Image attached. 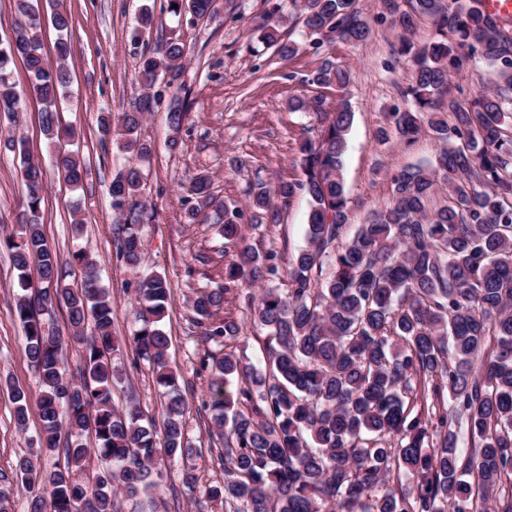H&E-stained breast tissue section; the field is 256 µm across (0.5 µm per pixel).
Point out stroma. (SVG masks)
<instances>
[{"mask_svg":"<svg viewBox=\"0 0 512 512\" xmlns=\"http://www.w3.org/2000/svg\"><path fill=\"white\" fill-rule=\"evenodd\" d=\"M147 5L153 7L158 22L151 41L175 33L188 46L181 80L189 112L180 146L174 151L166 145V110L148 114L141 126V139L153 146L144 165L142 198L152 204L155 220L140 231L141 263L133 270L116 257V224L109 196V185L128 156L119 149V135L103 133L97 118L102 112H123L144 90L138 76L144 47L132 42L131 33L138 13ZM165 6L166 0H63L74 52L69 60V93L61 102L60 117L70 134L56 147H48L39 123L40 105L31 98L16 115L0 116V237L22 232L17 217L25 197L21 167L27 156L44 167V234L61 261H69L78 250L97 261L101 283L112 298L114 335L132 336L137 326L134 295L139 276L158 272L167 277L172 297L161 325L170 339L168 358L177 387L189 403L184 431L194 450L188 463L195 469L198 486L192 492L173 493L171 483L180 471L174 465L160 495L167 512H215L217 505L206 500L205 490L223 481L224 468L218 459L221 443L209 436L207 414L201 407L209 379L196 372L204 348L193 341L199 330L192 321L191 301L196 287L218 276V269L206 264L205 258L222 246L223 239L212 211L201 213L197 223H185L183 200L190 178L209 172L213 195L238 206L245 204L255 179L272 188L302 179L293 159L304 132L318 127L320 121L314 113L292 110L290 103L320 94L335 99L334 90L323 91L303 82L327 55L353 73L346 98L354 120L343 166L351 198L347 232H354L366 222L370 210L387 201L389 182L381 166L401 170L433 161L438 146L427 131L409 145L394 139L384 144L377 137L386 113L401 104L399 90L409 75L407 61L394 52L396 32L379 19L381 0H359L372 27L367 42L333 45L320 55L303 45L301 20L284 21L282 32L291 33L302 44L287 61L260 41L264 0H228L220 21L192 25L179 21ZM18 140L23 141V149H15ZM58 151L76 154L84 162L88 174L82 189L72 190L65 181L55 164ZM76 203L82 207L85 222L79 236L71 230V210ZM308 212V196L296 194L276 223L245 228L247 245L261 253L275 251L280 267H287L305 244ZM16 290L17 272L9 252L1 249L0 477L9 479L15 477L17 461L27 453L40 425L41 388L26 354L24 329L14 315ZM113 362L123 372L113 392L115 406L124 407L131 397L146 417L161 419L164 399L149 364L139 360L130 346L116 352ZM14 385L28 398L29 419L23 430L14 421L10 392Z\"/></svg>","mask_w":512,"mask_h":512,"instance_id":"obj_1","label":"stroma"}]
</instances>
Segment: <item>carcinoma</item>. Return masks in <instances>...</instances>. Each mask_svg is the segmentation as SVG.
<instances>
[{
  "mask_svg": "<svg viewBox=\"0 0 512 512\" xmlns=\"http://www.w3.org/2000/svg\"><path fill=\"white\" fill-rule=\"evenodd\" d=\"M320 52L334 43L358 45L371 27L358 0H291ZM24 19L11 38L0 39V112L20 110L10 81L14 59L25 62L41 104V130L51 142L68 134L59 104L69 87L66 37L57 41V63L44 61L38 0H13ZM384 18L399 34L396 54L411 66L402 90L408 107L386 113L379 138L405 144L428 128L440 143L435 162L388 175L390 197L346 238L350 198L342 177L353 113L315 96L304 104L321 118L304 137L294 164L304 178L271 189L257 181L247 208L215 205L211 177H193L183 203L186 223L216 207L220 234L238 246L224 264V283L197 287L191 302L199 342L207 346L198 371L210 376L208 432L224 442V480L206 490L224 512H512V23L486 13L481 0H383ZM262 40L281 60L297 43L280 39L283 0H265ZM166 11L191 23L221 17L218 0H167ZM434 18L440 38L419 45L412 34L421 17ZM153 12L141 13L132 40L151 33ZM185 44L176 37L140 56L145 92L118 116L99 114L100 129L123 136L134 157L110 185L119 223V257L135 270L139 230L153 210L142 202L149 146L138 137L146 114L164 106L169 146L179 145L188 105L177 94L165 100L156 84L179 90ZM495 73L494 85L464 104L450 91L471 63ZM344 95L352 72L332 57L303 79ZM56 165L78 189L87 175L71 153ZM23 236L0 238L19 272L14 313L25 331L27 356L41 383L38 447L17 463L28 512H117L116 495L155 493L168 467L190 455L184 437L188 404L168 365L169 338L159 327L171 300L166 277L138 282L139 327L131 336L137 357L152 366L166 402L162 428L132 403L119 409L112 388L122 372L108 354L120 349L112 336V299L96 275L97 262L78 250L70 263L92 274L72 289L66 269L42 230L38 166L23 162ZM310 198L306 245L288 265L286 287L256 296L241 290L253 323L267 330L265 366L241 355L242 326L223 313L229 285H253L283 277L274 253L240 246L250 213L258 228L276 220L297 193ZM443 205L429 208L438 194ZM37 294L31 296V271ZM65 305L73 338L82 345V369L73 382L62 373L63 338L44 322ZM94 334L83 335L87 323ZM15 420L26 428L23 390L13 389ZM68 428L62 434V428ZM471 442L457 451L461 430ZM92 434L95 448L80 442ZM103 463L92 482L78 476L87 457ZM44 454L61 457L52 471Z\"/></svg>",
  "mask_w": 512,
  "mask_h": 512,
  "instance_id": "obj_1",
  "label": "carcinoma"
}]
</instances>
